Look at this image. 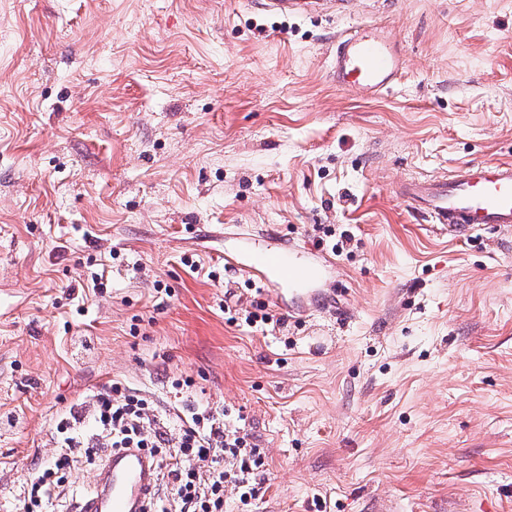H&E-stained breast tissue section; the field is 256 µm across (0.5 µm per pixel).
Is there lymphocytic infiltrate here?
<instances>
[{"label": "lymphocytic infiltrate", "instance_id": "obj_1", "mask_svg": "<svg viewBox=\"0 0 512 512\" xmlns=\"http://www.w3.org/2000/svg\"><path fill=\"white\" fill-rule=\"evenodd\" d=\"M93 433H81L84 419ZM60 451L55 461L29 482L25 512L52 502L64 472L77 456L93 458L115 448H143L164 469L166 483L145 512H224V485L235 483L241 502L255 498L264 481L262 453L241 429L226 427L220 410H200L169 438L152 401L115 382L70 408L55 426Z\"/></svg>", "mask_w": 512, "mask_h": 512}]
</instances>
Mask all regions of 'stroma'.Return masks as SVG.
Listing matches in <instances>:
<instances>
[{
  "label": "stroma",
  "mask_w": 512,
  "mask_h": 512,
  "mask_svg": "<svg viewBox=\"0 0 512 512\" xmlns=\"http://www.w3.org/2000/svg\"><path fill=\"white\" fill-rule=\"evenodd\" d=\"M374 24L400 81L338 88ZM481 161L512 162V0H0V512L115 381L249 433L224 512H512V235L403 194ZM244 232L330 260L322 306L228 271ZM248 4L265 12L298 14L308 3L301 0H250Z\"/></svg>",
  "instance_id": "1"
}]
</instances>
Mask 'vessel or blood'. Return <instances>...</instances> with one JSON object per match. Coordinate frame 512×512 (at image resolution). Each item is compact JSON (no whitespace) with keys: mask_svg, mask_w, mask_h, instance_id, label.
<instances>
[{"mask_svg":"<svg viewBox=\"0 0 512 512\" xmlns=\"http://www.w3.org/2000/svg\"><path fill=\"white\" fill-rule=\"evenodd\" d=\"M252 8L281 14L301 12L304 0H249ZM402 51L392 46L381 32L357 31L338 36L332 55L331 74L346 90L366 89L379 94L392 88L404 69ZM404 193L430 223L462 237L492 224L512 230V164L485 162L460 169L449 179L433 178L409 183ZM232 267L258 275L278 292L320 299L311 286L321 279L322 262L300 260L288 247L269 249L246 233L240 250L230 255ZM156 487V464L138 448L112 451L105 456L80 512H142L149 493Z\"/></svg>","mask_w":512,"mask_h":512,"instance_id":"obj_1","label":"vessel or blood"}]
</instances>
